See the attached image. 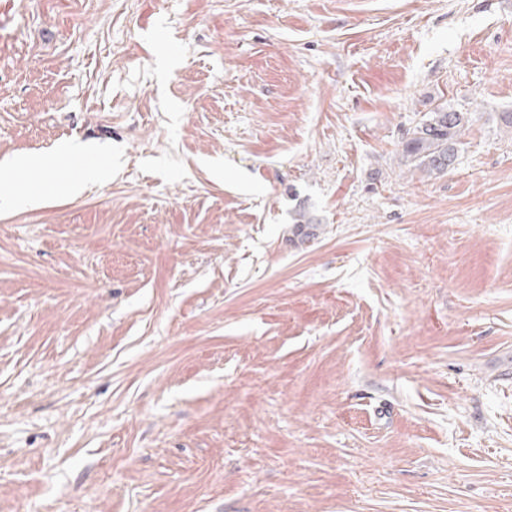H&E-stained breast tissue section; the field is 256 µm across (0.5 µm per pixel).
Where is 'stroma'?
I'll return each mask as SVG.
<instances>
[{
    "label": "stroma",
    "mask_w": 512,
    "mask_h": 512,
    "mask_svg": "<svg viewBox=\"0 0 512 512\" xmlns=\"http://www.w3.org/2000/svg\"><path fill=\"white\" fill-rule=\"evenodd\" d=\"M503 112L512 0H0V512H512ZM472 124L471 113L441 106L408 129L401 141L400 161L410 168L432 174L451 169L462 137ZM104 175L103 169L91 166L84 169L78 180L68 182L62 185H55L54 190L64 195H77L83 191L84 186L93 181L100 180Z\"/></svg>",
    "instance_id": "1"
}]
</instances>
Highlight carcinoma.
Masks as SVG:
<instances>
[{
    "label": "carcinoma",
    "instance_id": "carcinoma-1",
    "mask_svg": "<svg viewBox=\"0 0 512 512\" xmlns=\"http://www.w3.org/2000/svg\"><path fill=\"white\" fill-rule=\"evenodd\" d=\"M472 124L471 113L441 106L426 119L407 130L401 141V162L430 175L451 169L459 153L462 137ZM318 225L304 215L294 225V237L305 242L316 236Z\"/></svg>",
    "mask_w": 512,
    "mask_h": 512
}]
</instances>
